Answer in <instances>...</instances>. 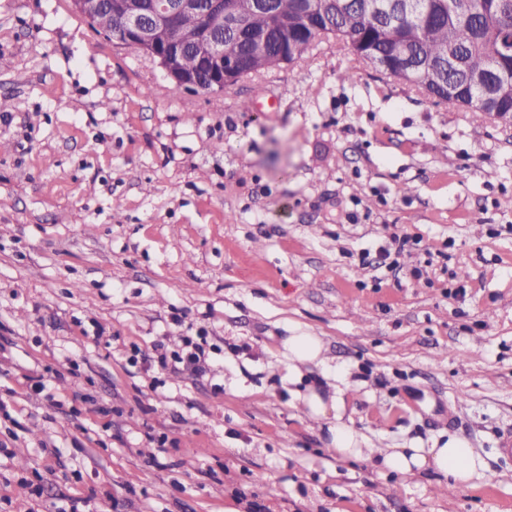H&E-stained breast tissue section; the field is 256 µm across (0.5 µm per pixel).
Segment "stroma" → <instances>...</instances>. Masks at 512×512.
I'll list each match as a JSON object with an SVG mask.
<instances>
[{"instance_id":"35a3bbf8","label":"stroma","mask_w":512,"mask_h":512,"mask_svg":"<svg viewBox=\"0 0 512 512\" xmlns=\"http://www.w3.org/2000/svg\"><path fill=\"white\" fill-rule=\"evenodd\" d=\"M169 86L73 0H0V512H512V122L333 38ZM296 325L369 447L457 435L487 479L337 458ZM188 337L206 373L158 365ZM280 355L286 360L288 381L301 383L303 373L301 366L323 365L326 362L325 347L321 336L295 327L290 336H286L280 344Z\"/></svg>"}]
</instances>
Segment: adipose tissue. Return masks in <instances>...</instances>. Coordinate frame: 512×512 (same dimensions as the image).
<instances>
[{"mask_svg":"<svg viewBox=\"0 0 512 512\" xmlns=\"http://www.w3.org/2000/svg\"><path fill=\"white\" fill-rule=\"evenodd\" d=\"M285 359L290 382L303 379L302 369L307 365H321L326 361L323 340L315 333L294 328L279 348ZM299 399L308 415L325 429L328 446L343 460L370 463L378 471L415 474L432 470L444 475L448 486L459 489L471 486L485 477L487 464L469 442L456 435L449 436L437 448H370L346 416V402L335 385H307Z\"/></svg>","mask_w":512,"mask_h":512,"instance_id":"adipose-tissue-1","label":"adipose tissue"}]
</instances>
